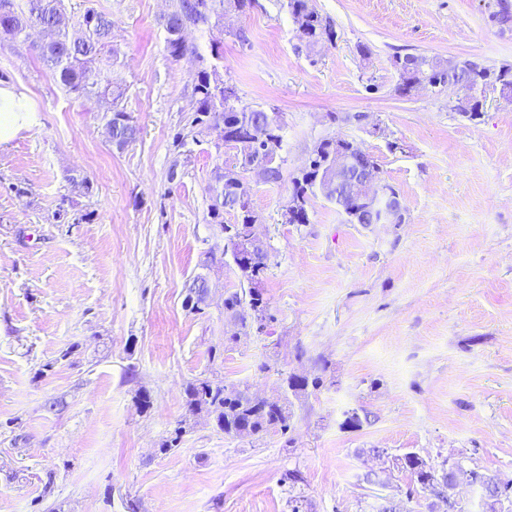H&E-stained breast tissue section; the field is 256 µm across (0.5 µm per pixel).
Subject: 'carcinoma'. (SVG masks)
I'll list each match as a JSON object with an SVG mask.
<instances>
[{
  "label": "carcinoma",
  "mask_w": 512,
  "mask_h": 512,
  "mask_svg": "<svg viewBox=\"0 0 512 512\" xmlns=\"http://www.w3.org/2000/svg\"><path fill=\"white\" fill-rule=\"evenodd\" d=\"M288 13L296 25L298 39L313 47L325 39L335 36L331 21L322 17L310 4V0H286ZM64 14L62 0H24L19 6L14 0H0V47L11 46L24 38V31L39 26L48 32L47 39L36 45L40 58L53 70L56 81L69 94L77 98H93L110 101L104 114L106 125L114 132L123 130L122 119L128 113L121 106L123 90L113 85L111 70L116 52L108 49L112 33V18L109 14L93 8L85 10L77 22V30L59 27L57 19ZM224 16V0H178L175 9L165 18L167 49L175 61L187 50L183 37L184 29L194 26H210ZM214 63L203 67L197 74L195 85L196 102L191 125L210 126L222 124L237 112L248 114L245 136L252 141L253 156L258 163L269 164L268 182L278 183L283 178L281 157L283 149V123L280 113L255 109L240 103L236 87L224 82L219 73V63L224 60V50L211 45ZM395 55L392 65L398 74L395 91L401 95L417 84L431 89L451 85L463 93H474L493 76L499 88L512 93V65L498 68L484 67L471 60H458L450 65L437 56L407 54L404 62ZM316 165L306 166L291 180L288 203L298 211L297 224L309 223L308 207L311 198L319 194V186L326 173L335 175L333 202L355 193L359 182V171L353 157L343 152L333 138H324L313 144ZM210 199L209 215L217 224L224 226L223 255H232L238 270L240 288L228 294L224 300V311L238 317L241 327L247 326V316L255 314L261 323L267 318L268 302L260 285L267 270L268 250L258 252L250 249L246 240V227L258 222L259 215L253 208L246 211L236 209L232 199L224 197L218 189L207 187ZM236 214L233 224L224 223V214ZM379 215L371 204H362L357 212L347 218L351 224H373ZM206 282L199 276L188 286V299L193 301L192 310H202ZM186 405L189 412L203 409L214 415L219 428L227 435H238L240 428H250L249 437L260 439L271 430L285 435L291 428L292 402L281 406L271 405L266 400L251 395L247 389L236 384L196 380L187 385ZM403 471L410 477L413 494H429L445 497L447 486L437 485L420 465V456L407 452L400 456ZM472 482L483 492L486 512H497L494 504L504 494V487L491 475L478 469L471 470Z\"/></svg>",
  "instance_id": "obj_1"
}]
</instances>
